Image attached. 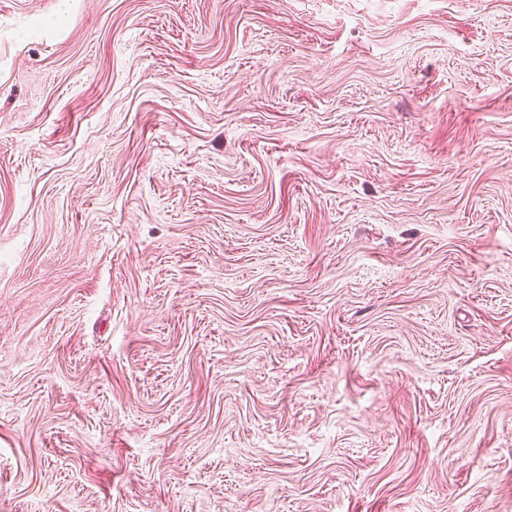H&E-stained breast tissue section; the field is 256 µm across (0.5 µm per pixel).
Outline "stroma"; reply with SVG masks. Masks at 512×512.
<instances>
[{"label": "stroma", "instance_id": "stroma-1", "mask_svg": "<svg viewBox=\"0 0 512 512\" xmlns=\"http://www.w3.org/2000/svg\"><path fill=\"white\" fill-rule=\"evenodd\" d=\"M0 512H512V0H0Z\"/></svg>", "mask_w": 512, "mask_h": 512}]
</instances>
